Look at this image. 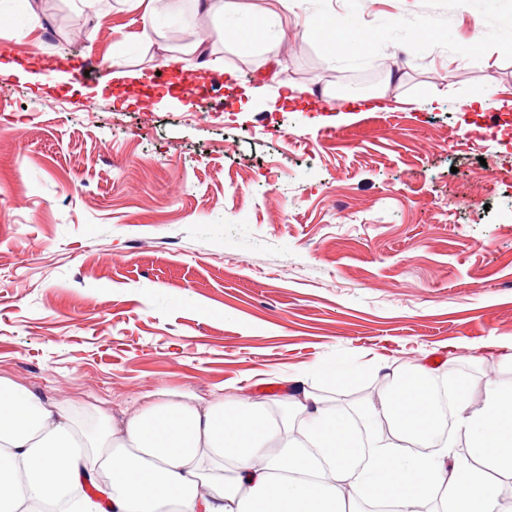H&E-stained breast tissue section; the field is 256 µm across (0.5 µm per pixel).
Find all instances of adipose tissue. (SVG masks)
Wrapping results in <instances>:
<instances>
[{"mask_svg": "<svg viewBox=\"0 0 512 512\" xmlns=\"http://www.w3.org/2000/svg\"><path fill=\"white\" fill-rule=\"evenodd\" d=\"M352 376L341 364L317 365L279 400L155 405L104 418L101 436L0 378V512H32L99 467L110 474L107 500L82 498L79 512H350L379 500L393 512H424L431 500L443 512H507L491 475L512 476V384H492L476 410L457 387L466 450L428 457L415 444L440 445L445 424L429 390L406 385L405 369L388 372V393L360 417L369 431L385 422L398 437L368 454L351 420L306 383Z\"/></svg>", "mask_w": 512, "mask_h": 512, "instance_id": "ef3b65f1", "label": "adipose tissue"}]
</instances>
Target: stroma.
<instances>
[{"label":"stroma","instance_id":"1","mask_svg":"<svg viewBox=\"0 0 512 512\" xmlns=\"http://www.w3.org/2000/svg\"><path fill=\"white\" fill-rule=\"evenodd\" d=\"M36 2L0 26V377L86 431L333 363L350 383L313 385L344 413L385 394L379 355L472 410L512 383V0H300L253 43L194 0L150 28L111 0L94 32ZM326 21L376 40L328 47ZM190 34L263 94L164 70ZM116 45L138 77L108 85Z\"/></svg>","mask_w":512,"mask_h":512}]
</instances>
